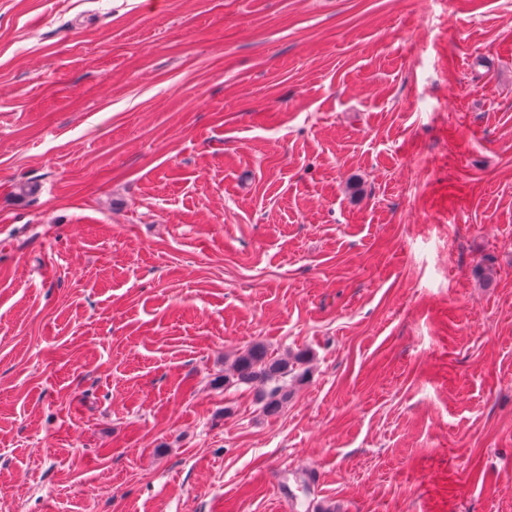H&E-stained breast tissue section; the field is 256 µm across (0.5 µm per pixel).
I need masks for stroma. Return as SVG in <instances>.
<instances>
[{
    "label": "stroma",
    "mask_w": 512,
    "mask_h": 512,
    "mask_svg": "<svg viewBox=\"0 0 512 512\" xmlns=\"http://www.w3.org/2000/svg\"><path fill=\"white\" fill-rule=\"evenodd\" d=\"M0 512H512V0H0ZM305 361L303 354L288 359L268 355L260 344L242 352L230 372H224V387L245 384L256 390V397L265 413H277L288 401V377H297L296 371Z\"/></svg>",
    "instance_id": "obj_1"
}]
</instances>
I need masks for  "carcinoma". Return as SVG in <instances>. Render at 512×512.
I'll use <instances>...</instances> for the list:
<instances>
[{
	"label": "carcinoma",
	"instance_id": "carcinoma-1",
	"mask_svg": "<svg viewBox=\"0 0 512 512\" xmlns=\"http://www.w3.org/2000/svg\"><path fill=\"white\" fill-rule=\"evenodd\" d=\"M305 356L296 354L288 359L268 355L260 344L242 352L231 371L224 373V386L245 384L256 390V397L265 413L278 412L288 401V379L297 377L296 371Z\"/></svg>",
	"mask_w": 512,
	"mask_h": 512
}]
</instances>
